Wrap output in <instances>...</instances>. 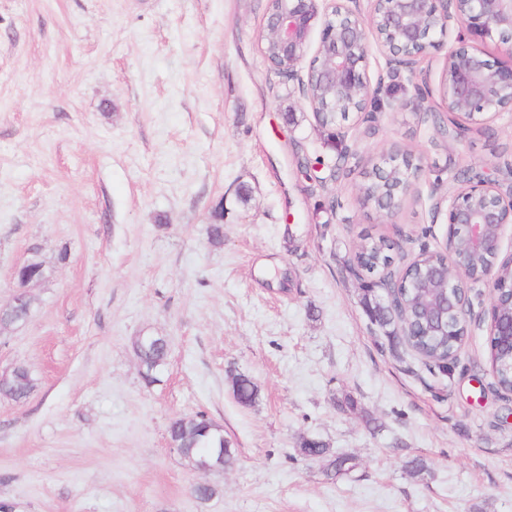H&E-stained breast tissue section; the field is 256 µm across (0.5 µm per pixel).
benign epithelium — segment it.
Wrapping results in <instances>:
<instances>
[{"label": "benign epithelium", "mask_w": 512, "mask_h": 512, "mask_svg": "<svg viewBox=\"0 0 512 512\" xmlns=\"http://www.w3.org/2000/svg\"><path fill=\"white\" fill-rule=\"evenodd\" d=\"M319 0H279L268 11L262 36L275 45L286 66H269L282 76L297 80L299 92L311 111L310 82L319 74L324 98L340 105L358 101L354 115L370 111L373 94L367 76L370 39L387 57L386 78L402 79L428 49L446 50L441 96L448 112L466 115L481 123L512 112V0H368L362 15L351 4L357 0H330V10L319 13ZM322 19L315 52L310 36ZM477 40L498 37L506 45L507 60L490 61L476 46H448L457 29ZM512 224V188L503 193L496 182L478 178L448 198V239L443 248L451 262L437 274L441 296L435 323H443L441 310L467 291L461 254L499 256L506 225ZM224 458V449H211L194 470L207 475L218 471L213 459Z\"/></svg>", "instance_id": "7a95c632"}]
</instances>
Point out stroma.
I'll return each mask as SVG.
<instances>
[{"label": "stroma", "instance_id": "obj_1", "mask_svg": "<svg viewBox=\"0 0 512 512\" xmlns=\"http://www.w3.org/2000/svg\"><path fill=\"white\" fill-rule=\"evenodd\" d=\"M266 9L0 0V306L17 267L46 269L29 318L0 329V371L35 378L25 400L0 398V501L19 512H512L490 284L468 286L446 376L392 346L360 302L369 273L348 264L368 237L400 243L398 270L444 248L466 177L512 185V113L440 134L433 50L380 89L423 96L425 117L378 111L328 147L296 82L261 53ZM395 153L420 173L385 217L363 192ZM146 330L170 342L150 387L133 348ZM237 374L255 403L235 400ZM199 411L237 448L233 468L205 477L170 451V420ZM313 438L354 468L328 478L297 453ZM205 479L218 492L202 503L191 488Z\"/></svg>", "mask_w": 512, "mask_h": 512}]
</instances>
